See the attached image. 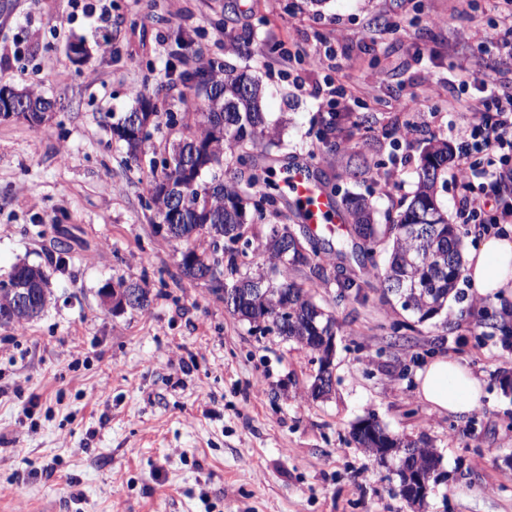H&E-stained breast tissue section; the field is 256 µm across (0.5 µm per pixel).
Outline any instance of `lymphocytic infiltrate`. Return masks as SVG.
Listing matches in <instances>:
<instances>
[{
  "instance_id": "f902f5d3",
  "label": "lymphocytic infiltrate",
  "mask_w": 512,
  "mask_h": 512,
  "mask_svg": "<svg viewBox=\"0 0 512 512\" xmlns=\"http://www.w3.org/2000/svg\"><path fill=\"white\" fill-rule=\"evenodd\" d=\"M465 81L479 95L448 98V127L464 141L452 179L463 223L487 232L512 223V198L500 192L501 185L512 180V83L485 79L477 71L468 73ZM467 110L478 111V121L463 122Z\"/></svg>"
}]
</instances>
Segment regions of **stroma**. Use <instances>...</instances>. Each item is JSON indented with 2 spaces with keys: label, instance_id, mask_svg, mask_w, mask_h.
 Listing matches in <instances>:
<instances>
[{
  "label": "stroma",
  "instance_id": "35a3bbf8",
  "mask_svg": "<svg viewBox=\"0 0 512 512\" xmlns=\"http://www.w3.org/2000/svg\"><path fill=\"white\" fill-rule=\"evenodd\" d=\"M495 19L487 0H112L100 25L76 0H0V85L53 113L38 127L0 119V280L25 262L50 272L52 291L23 333L0 326V512H512V346L478 324L482 307L512 312V294L479 298L465 278L420 324L337 260L367 288L342 301L318 291L336 319L335 383L312 399L315 354L181 276L151 223L149 159L112 136L139 98L193 108L172 70H244L285 124L274 168L315 160L327 187L366 196L384 224L415 190L429 138L460 151L448 131L460 66L512 79ZM248 37L260 51L244 50ZM313 48L330 54L316 73ZM331 112L344 129L333 156L317 122ZM412 116L421 129L402 138ZM120 278L148 290L146 310L104 303ZM441 353L481 375L482 408L457 417L418 401L414 376ZM370 411L441 456L448 481L420 510L353 440Z\"/></svg>",
  "mask_w": 512,
  "mask_h": 512
}]
</instances>
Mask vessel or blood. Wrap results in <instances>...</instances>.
Segmentation results:
<instances>
[{
    "instance_id": "obj_1",
    "label": "vessel or blood",
    "mask_w": 512,
    "mask_h": 512,
    "mask_svg": "<svg viewBox=\"0 0 512 512\" xmlns=\"http://www.w3.org/2000/svg\"><path fill=\"white\" fill-rule=\"evenodd\" d=\"M282 185L286 195L303 204L305 221L313 228L341 223L336 200L321 185L314 165L290 169Z\"/></svg>"
}]
</instances>
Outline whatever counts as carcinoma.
<instances>
[{
	"label": "carcinoma",
	"mask_w": 512,
	"mask_h": 512,
	"mask_svg": "<svg viewBox=\"0 0 512 512\" xmlns=\"http://www.w3.org/2000/svg\"><path fill=\"white\" fill-rule=\"evenodd\" d=\"M175 81L204 97V105L183 112L178 121L173 113L160 114L139 98L137 136H126L122 126H112V134L136 159L145 152L153 132L160 126L168 135L152 152H161V162L150 161L152 180L150 201L163 224L171 223L167 208L171 191L183 195V214L172 226L170 242L181 246L179 267L184 277L195 280L194 267L208 264L217 274L204 285L215 296L224 297V289L242 285L247 300L231 304L227 309L252 324V328L275 333L317 353L313 337L336 334V320L316 301V289L335 285L337 296L359 297L364 283L353 278H333L336 251L324 238L311 243L299 236L303 251L291 250L281 256L277 229L260 241L259 250L269 263L266 272L241 274L240 267L248 257L252 242L246 238L249 225L245 222V207L253 203L258 219H264V206H273L277 195L270 192L272 183L258 175H235L224 178V155L242 163L249 151L270 154L279 146L277 133L270 127L262 109L259 83L245 72L227 70L221 65L193 72L181 71ZM24 107L17 119L39 126L51 119L50 103L28 89L19 92ZM321 141L326 148L336 149V115L319 117ZM451 152L448 143L430 140L419 165V179L407 207L389 224L373 223L372 208L367 198L346 194L342 198V215L348 234L354 240L353 257L363 268L370 267L383 294L402 299V308L418 316L423 323L438 317L448 298L457 295L463 278V239L460 230L448 223V215L439 207L435 184L439 172L448 167ZM389 241V258L380 266L374 259L381 239ZM309 272L307 282L291 276L293 271ZM50 274L44 269L22 263L14 266L8 280L0 282V326L24 324L37 317L45 308L49 295ZM24 283L32 290L30 312H16L11 306L9 288ZM254 288L263 294L253 295ZM372 432L360 434L358 443L368 454L379 447L373 434L385 435L384 442L410 455L414 466L429 472L440 464V456L429 445L397 435L385 434L373 413Z\"/></svg>",
	"instance_id": "cac0c4a2"
}]
</instances>
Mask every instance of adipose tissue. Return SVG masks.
I'll return each instance as SVG.
<instances>
[{
	"label": "adipose tissue",
	"instance_id": "1",
	"mask_svg": "<svg viewBox=\"0 0 512 512\" xmlns=\"http://www.w3.org/2000/svg\"><path fill=\"white\" fill-rule=\"evenodd\" d=\"M465 275L478 294L512 291V239L482 238L465 257ZM416 393L430 410L457 416L476 411L486 395L484 382L465 363L439 355L419 370Z\"/></svg>",
	"mask_w": 512,
	"mask_h": 512
}]
</instances>
